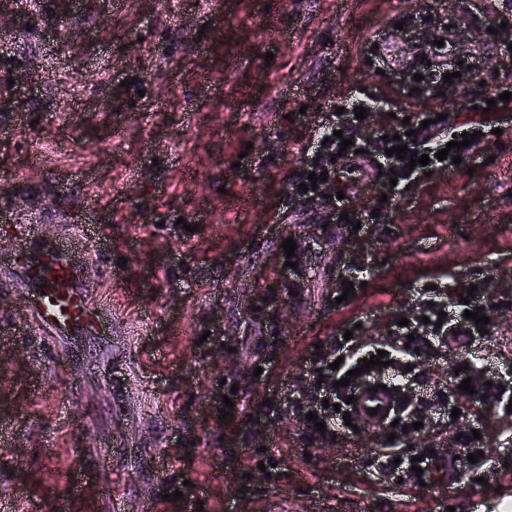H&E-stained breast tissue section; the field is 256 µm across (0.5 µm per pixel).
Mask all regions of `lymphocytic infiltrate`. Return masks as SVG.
Instances as JSON below:
<instances>
[{
    "label": "lymphocytic infiltrate",
    "mask_w": 512,
    "mask_h": 512,
    "mask_svg": "<svg viewBox=\"0 0 512 512\" xmlns=\"http://www.w3.org/2000/svg\"><path fill=\"white\" fill-rule=\"evenodd\" d=\"M355 109V108H354ZM353 108H346L342 114L327 111L320 114L315 125L318 146L310 158L294 170L288 178L296 204L307 201L308 195L300 188L315 170L335 173L337 164L363 170L373 161H380L383 178L380 182L383 193L395 196L397 184L414 183L425 177L427 171L455 170L452 159L438 160V150L444 149L449 141L446 131L454 123V115L430 122L429 112L418 113L416 121L410 122V135L393 140L382 133H368V120L355 116ZM350 139L352 147L342 148V139ZM403 144L410 152L430 155L428 166H409L407 160L398 156H387V149ZM396 172V181H389V172ZM418 304L410 318L392 314L387 333L378 336L353 335L351 339L336 336L330 343L321 345L318 354L309 355L304 367V377L297 390L299 399L294 400L292 409L307 421V429H314L316 423H324V439L354 436L355 431L346 425L343 416L351 412L346 398L350 390L362 383L354 370L360 367L361 355H377L385 351L397 372L399 390L407 396V407L399 418L401 426L393 441H381L369 449L366 457L368 470L377 483L389 482L395 475H403L406 484L419 487L420 483L431 482L433 469L438 457L425 453L420 465H412V451L406 447L411 439L426 440L432 427L445 425L461 428L463 436L457 443L462 453H488L484 440L473 438L471 425L460 426L453 419V409L467 413L473 422L481 421L486 411H495L503 416L512 404V371L492 370L482 365L471 353L478 340L474 332L476 323L464 316L463 309L448 306V284L438 281L436 289L419 290ZM461 367V374L440 378L439 370L444 364ZM348 378V386H341V378ZM473 378V393L460 388L464 378ZM316 414V421H308V414ZM420 422V429H413V422Z\"/></svg>",
    "instance_id": "1"
}]
</instances>
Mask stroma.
Wrapping results in <instances>:
<instances>
[{
	"label": "stroma",
	"mask_w": 512,
	"mask_h": 512,
	"mask_svg": "<svg viewBox=\"0 0 512 512\" xmlns=\"http://www.w3.org/2000/svg\"><path fill=\"white\" fill-rule=\"evenodd\" d=\"M432 0H10L0 36V512H257L291 497L295 512H501L512 499V419L481 426L494 451L488 482L463 466L421 490L375 485L349 449L311 441L282 411L244 436L263 382L254 363L278 355L275 378L296 383L315 344L360 327L385 331L411 313L435 277L463 291L487 280L499 304L483 356L512 366V111L486 133L470 170L432 172L384 204L369 178L346 181L364 226L291 220L286 178L315 150L313 115L364 90L385 105L370 127L399 128L439 101L389 78L412 50L392 40L398 18ZM447 23L492 45L475 63L476 105L512 92V4L469 0ZM67 36L65 45L48 30ZM273 60H266V53ZM37 225L33 237L24 227ZM294 239V267L282 244ZM66 241L107 264L92 294L112 307L104 333L51 336L31 321L32 288L9 258L21 245ZM365 283L340 309L336 275ZM302 276V293L284 286ZM237 385L238 414L216 394ZM281 459L278 481L260 470ZM248 491H241V484Z\"/></svg>",
	"instance_id": "obj_1"
}]
</instances>
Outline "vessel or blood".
<instances>
[{
    "mask_svg": "<svg viewBox=\"0 0 512 512\" xmlns=\"http://www.w3.org/2000/svg\"><path fill=\"white\" fill-rule=\"evenodd\" d=\"M13 264L35 285L29 304L34 320L60 334L96 332L102 329L104 304L90 293L89 261L76 257L66 244L60 243L36 255L18 249ZM353 408L367 424L382 428L398 413L395 387L373 390L364 383L355 392Z\"/></svg>",
    "mask_w": 512,
    "mask_h": 512,
    "instance_id": "vessel-or-blood-1",
    "label": "vessel or blood"
}]
</instances>
